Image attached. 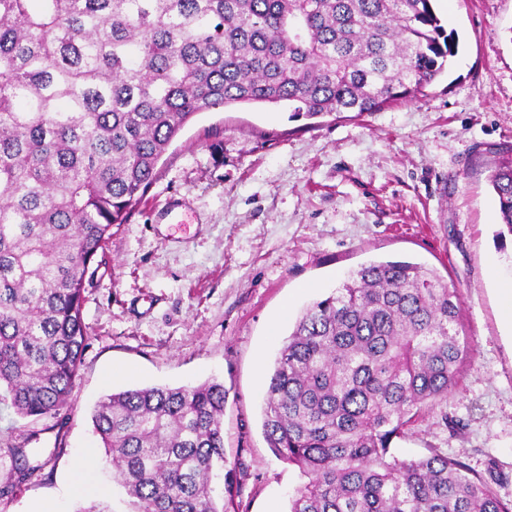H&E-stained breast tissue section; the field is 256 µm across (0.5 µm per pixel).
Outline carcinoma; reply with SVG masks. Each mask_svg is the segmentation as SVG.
Here are the masks:
<instances>
[{"label":"carcinoma","instance_id":"cac0c4a2","mask_svg":"<svg viewBox=\"0 0 512 512\" xmlns=\"http://www.w3.org/2000/svg\"><path fill=\"white\" fill-rule=\"evenodd\" d=\"M458 40L432 0H0V404L67 405L84 284L171 142L237 104L292 117L376 112L444 72ZM512 236V159L489 177ZM457 289L371 262L308 307L270 376L262 428L298 470L287 512H512L439 448L394 438L448 395L467 355ZM224 383L107 395L92 423L132 512H227ZM6 496L38 469L23 447Z\"/></svg>","mask_w":512,"mask_h":512}]
</instances>
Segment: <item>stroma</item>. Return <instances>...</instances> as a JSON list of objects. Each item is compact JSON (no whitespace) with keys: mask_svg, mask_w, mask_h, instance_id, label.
<instances>
[{"mask_svg":"<svg viewBox=\"0 0 512 512\" xmlns=\"http://www.w3.org/2000/svg\"><path fill=\"white\" fill-rule=\"evenodd\" d=\"M458 53L414 95L378 112L294 119L284 106L198 114L168 147L145 201L114 227L84 292L88 337L67 406L22 419L0 405V449L36 467L0 512L100 503L131 512L112 467L85 473L92 413L134 387L223 381L229 512H286L298 471L262 430L279 348L303 310L361 264L412 260L453 284L468 349L447 397L394 439L397 458L429 448L470 467L512 501V333L496 277L491 169L512 149V0H435ZM125 375L108 380L114 368Z\"/></svg>","mask_w":512,"mask_h":512,"instance_id":"obj_1","label":"stroma"}]
</instances>
